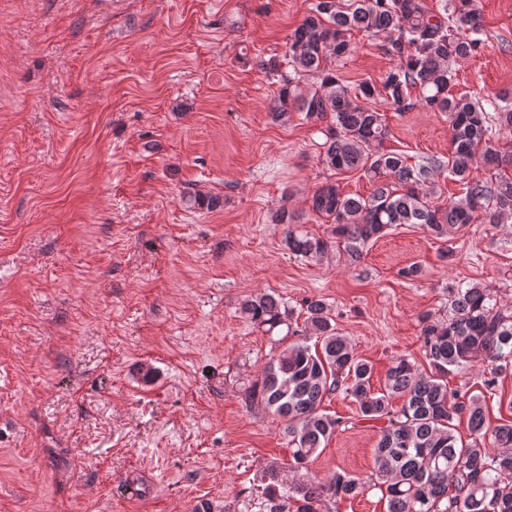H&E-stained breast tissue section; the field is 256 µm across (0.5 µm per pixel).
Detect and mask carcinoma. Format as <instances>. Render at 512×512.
<instances>
[{"mask_svg":"<svg viewBox=\"0 0 512 512\" xmlns=\"http://www.w3.org/2000/svg\"><path fill=\"white\" fill-rule=\"evenodd\" d=\"M363 30L384 36L385 53L395 64L380 82H363L350 91L326 67L330 57L351 52L350 33ZM483 28L474 0H449L444 14L429 12L423 0H317L288 36L280 73L274 59L262 69L280 74L271 108L276 121L298 112L320 127L325 137L322 161L338 174L360 170L369 176L368 199L348 197L326 182L309 198V210L331 220L332 239L350 263L361 261L364 246L396 224H418L438 238L450 229L478 221L498 224L512 214V147L496 144L500 131L512 133V92L500 96L501 107L452 94L456 65L482 47ZM318 85L300 87L304 75ZM397 112L417 108L448 115L453 149L447 163L415 167L385 148L388 127L377 103ZM448 167L463 185V197L443 206L434 201L435 168ZM484 166L494 178L477 179ZM391 176L397 184L386 181ZM298 217L287 209L273 215L289 225L288 249L316 258L330 241L297 232ZM448 317L421 316V342L429 370L400 358L389 368L383 387L373 389V368L336 327L331 308L321 299L306 301L304 330L272 358L260 378L244 388L249 407H262L283 422L291 447L288 469L269 464L265 512H319L328 498L354 499L370 488L380 490L386 512H512V421L490 427L484 399L448 388V375L473 363L485 365L486 392L512 371V312L504 310L489 289L459 285L450 289ZM242 313L273 330L286 311L273 293L246 300ZM342 395L358 404L365 421L380 422L373 449V471L363 480L344 470L324 480L306 474L317 452L326 447L340 420L320 410L326 395ZM403 400L398 410L392 401ZM467 419L470 440L456 436V422ZM498 451H491V447ZM291 477L284 478V472Z\"/></svg>","mask_w":512,"mask_h":512,"instance_id":"cac0c4a2","label":"carcinoma"}]
</instances>
